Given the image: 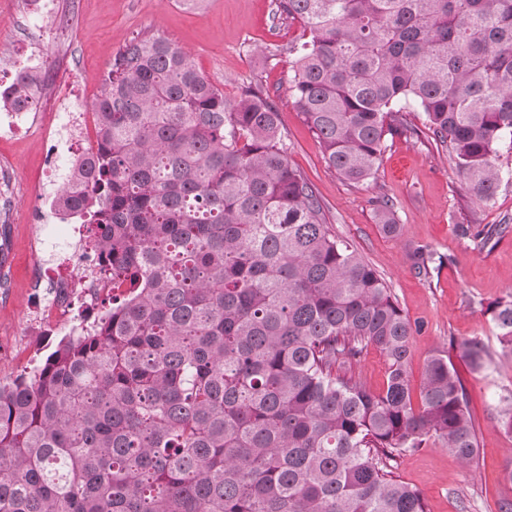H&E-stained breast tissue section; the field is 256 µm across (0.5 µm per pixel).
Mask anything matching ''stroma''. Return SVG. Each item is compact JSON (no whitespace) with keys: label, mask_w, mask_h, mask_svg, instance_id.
Instances as JSON below:
<instances>
[{"label":"stroma","mask_w":512,"mask_h":512,"mask_svg":"<svg viewBox=\"0 0 512 512\" xmlns=\"http://www.w3.org/2000/svg\"><path fill=\"white\" fill-rule=\"evenodd\" d=\"M68 22V37L43 47L46 65L72 81L86 102L96 98L115 54L133 37L161 35L187 50L197 70L235 101L251 86H261L275 101L287 136L288 160L314 186L334 234L352 244L388 283L403 313L419 331L411 340L413 383H420L435 350L450 340L477 338L494 354L491 365L472 371L454 365L469 395L479 436V468L465 469L454 454L429 439L418 450L400 455L393 471L423 495L427 512H497L507 489L503 469L512 462V434L499 426V396L512 389V354L502 353L489 311L512 297V233L479 244L474 232L497 224L512 225V142L503 141L497 163L504 180L493 201L475 202L448 151L424 133L425 116L411 111L420 134L397 136L386 143L381 165L364 184L342 180L324 159L318 140L293 105L289 80L293 57L289 45L302 42L295 20L273 21L272 0H53ZM21 15L10 0H0V52L27 56ZM38 125L0 139V157L12 160L20 188L44 176L50 164L44 132L54 120L44 105ZM392 200L400 237L385 236L374 201ZM42 202L21 198L13 214L0 207V231L10 239L0 265L12 276L10 294L0 295V381L8 383L30 366L46 339L30 337L22 350L10 338L21 329L36 296L33 241L44 222ZM470 225L471 236L457 227ZM424 245L446 261L430 277L417 276L407 248Z\"/></svg>","instance_id":"obj_1"}]
</instances>
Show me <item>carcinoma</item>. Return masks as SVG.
<instances>
[{
    "label": "carcinoma",
    "instance_id": "obj_1",
    "mask_svg": "<svg viewBox=\"0 0 512 512\" xmlns=\"http://www.w3.org/2000/svg\"><path fill=\"white\" fill-rule=\"evenodd\" d=\"M307 41L290 92L329 167L360 184L387 138L424 113L471 195L503 181L512 137V0H276ZM95 153L54 204L90 225L110 308L0 385V512H427L388 470L435 437L466 467L479 444L449 351L410 374L418 326L381 275L325 224L288 161L279 108L249 87L229 103L162 36L114 56L94 103ZM397 238L392 202L375 200ZM407 257L423 277L444 263ZM512 353V299L489 308ZM387 364L373 392L354 368ZM512 433V392L497 407Z\"/></svg>",
    "mask_w": 512,
    "mask_h": 512
}]
</instances>
